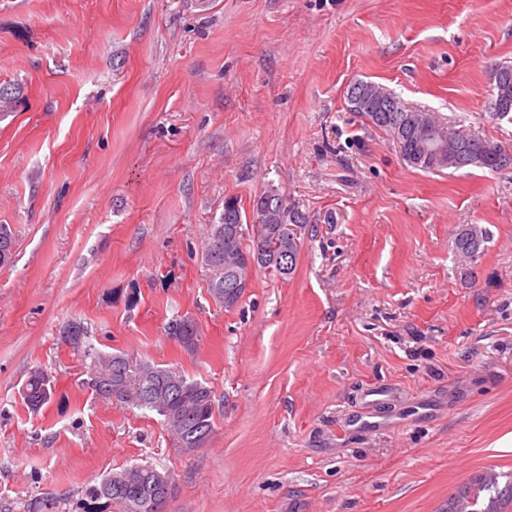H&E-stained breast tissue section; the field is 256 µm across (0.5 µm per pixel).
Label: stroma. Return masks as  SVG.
Segmentation results:
<instances>
[{
	"label": "stroma",
	"mask_w": 512,
	"mask_h": 512,
	"mask_svg": "<svg viewBox=\"0 0 512 512\" xmlns=\"http://www.w3.org/2000/svg\"><path fill=\"white\" fill-rule=\"evenodd\" d=\"M496 63L512 0H0V512H121L88 491L134 464L174 476L166 512H448L512 473V168H414L346 100L373 81L512 150ZM265 192L309 219L296 269L224 309L201 240ZM70 321L210 386L208 443L97 395ZM508 72V79H498L500 73ZM493 94L489 102L490 112L505 117L512 112V65L495 64L491 68ZM487 239L486 230L476 224H465L455 235L454 250L460 259L474 264L481 257ZM52 387L48 375L40 368L29 372L21 396L32 411H38L51 400Z\"/></svg>",
	"instance_id": "1"
}]
</instances>
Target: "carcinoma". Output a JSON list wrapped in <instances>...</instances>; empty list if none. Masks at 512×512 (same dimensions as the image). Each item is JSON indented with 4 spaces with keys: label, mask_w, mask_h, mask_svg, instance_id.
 Segmentation results:
<instances>
[{
    "label": "carcinoma",
    "mask_w": 512,
    "mask_h": 512,
    "mask_svg": "<svg viewBox=\"0 0 512 512\" xmlns=\"http://www.w3.org/2000/svg\"><path fill=\"white\" fill-rule=\"evenodd\" d=\"M493 94L489 109L493 115L505 117L512 113V65L496 64L491 68ZM363 95L359 106L347 99L350 111L361 114L373 126L386 131L400 145L404 159L412 166L431 171L448 163L454 170L472 167L497 171L512 167V152L501 145L477 135L448 132L436 117L425 112H401L402 102L388 89L371 81L360 80ZM282 200L279 194L264 193L253 200L252 223L275 224L276 210L266 207V198ZM487 232L476 224L461 226L454 238V250L463 261L474 264L484 251ZM262 239L253 236L247 243L242 211L234 198L224 199V213L220 222L208 225L204 245L206 258L202 259L207 273V288L214 301L226 309L237 306L244 295L235 292V300L224 303L216 296L217 290L227 287L229 276L216 278L215 268L224 267V254L231 252L241 262L249 259L264 267L261 251ZM13 233L7 224H0V267L13 262ZM64 339L75 347L82 345L87 335L84 325L71 322L62 330ZM91 358L89 385L99 395L114 398L132 408L162 417V423L176 437L180 447L193 450L197 445L188 435L181 434V423L191 422L197 433L210 437L214 433V393L204 383L189 380L180 372L150 362H135L124 353H103L91 347L84 349ZM52 387L48 375L40 368L29 372L21 396L33 411L41 409L51 400ZM168 475L152 465H136L114 471L100 485L91 490V496L108 502L117 501L124 512H165V505H154L151 490L155 483ZM498 478H485L475 487L464 488L457 502L475 507L473 512H496L479 507L480 493L497 486Z\"/></svg>",
    "instance_id": "obj_1"
}]
</instances>
